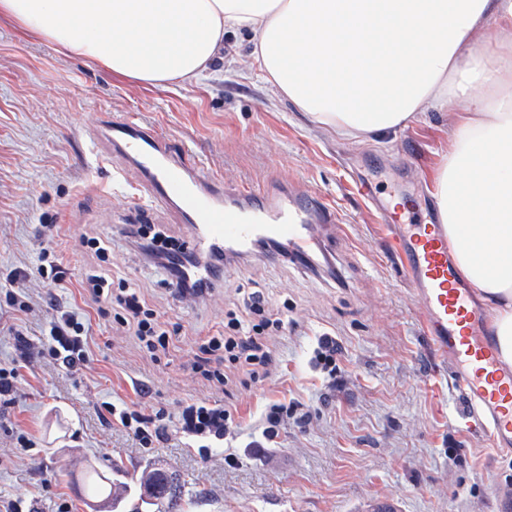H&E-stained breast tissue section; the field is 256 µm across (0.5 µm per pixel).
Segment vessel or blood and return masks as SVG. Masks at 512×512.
<instances>
[{
	"instance_id": "vessel-or-blood-1",
	"label": "vessel or blood",
	"mask_w": 512,
	"mask_h": 512,
	"mask_svg": "<svg viewBox=\"0 0 512 512\" xmlns=\"http://www.w3.org/2000/svg\"><path fill=\"white\" fill-rule=\"evenodd\" d=\"M97 140L108 157L136 167L152 202L174 207L192 227L189 249L204 255L231 243L249 247L259 239L280 241L295 260H307L322 237L338 232L335 207L314 191L268 198L227 188L174 151L166 136L134 120L103 119ZM403 260V273L425 315V333L450 365L451 388L473 427L494 447L512 452V371L504 369L486 338L487 313L470 289L461 287L440 225L399 222L389 215Z\"/></svg>"
}]
</instances>
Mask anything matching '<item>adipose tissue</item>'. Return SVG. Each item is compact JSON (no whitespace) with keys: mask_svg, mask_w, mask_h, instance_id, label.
Here are the masks:
<instances>
[{"mask_svg":"<svg viewBox=\"0 0 512 512\" xmlns=\"http://www.w3.org/2000/svg\"><path fill=\"white\" fill-rule=\"evenodd\" d=\"M133 81H193L247 32L281 98L326 132L375 140L458 112L434 198L461 276L512 367V0H0V20Z\"/></svg>","mask_w":512,"mask_h":512,"instance_id":"ef3b65f1","label":"adipose tissue"}]
</instances>
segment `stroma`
I'll list each match as a JSON object with an SVG mask.
<instances>
[{"label":"stroma","mask_w":512,"mask_h":512,"mask_svg":"<svg viewBox=\"0 0 512 512\" xmlns=\"http://www.w3.org/2000/svg\"><path fill=\"white\" fill-rule=\"evenodd\" d=\"M220 67L183 85L120 80L80 58L0 24V363L16 355L15 331L42 338L58 308L89 327V359L69 373L40 356L22 368L11 403L0 404V502L18 512H93L82 488L87 466L104 472L161 469L174 475L190 512H498L512 499V453L469 427L436 355L422 306L401 272V256L355 180L376 184L384 201L412 199L434 209L432 176L447 154L455 112L428 111L394 135L351 141L312 124L281 99L250 57L248 35L227 36ZM138 117L156 127L189 162L229 187L312 189L337 208L342 229L310 265L248 250L231 258L205 299L180 300L162 274L125 241L127 224H156L188 240L177 214L134 198L140 174L115 178L96 157L102 117ZM58 224L56 248L69 269L54 290L33 272L37 227ZM100 239L105 272L140 290L175 329L151 358L129 332L80 295L78 281L97 260L79 242ZM32 275L7 303L4 273ZM260 291L286 311L288 333L268 337L277 361L262 382L211 388L192 364L198 336L222 329L227 312ZM336 340V377L310 362L321 334ZM224 400L239 426L220 448L199 453L177 426L167 439L140 445L103 418L107 402H142L176 416L195 400ZM283 399L309 413L286 420L278 447L250 448L261 406ZM26 434L30 448L21 447ZM236 464H229L228 455Z\"/></svg>","instance_id":"1"}]
</instances>
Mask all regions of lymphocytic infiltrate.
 <instances>
[{"instance_id":"lymphocytic-infiltrate-1","label":"lymphocytic infiltrate","mask_w":512,"mask_h":512,"mask_svg":"<svg viewBox=\"0 0 512 512\" xmlns=\"http://www.w3.org/2000/svg\"><path fill=\"white\" fill-rule=\"evenodd\" d=\"M127 240L141 253L144 260L167 271L177 286L179 295L187 300L203 297L212 289V282L192 277L190 270L198 262H206L214 274L224 271V254L216 252L206 258L187 253L186 249L162 229L151 224H129L125 227ZM85 296L97 305L101 316H112L116 325L131 329L148 352L168 349L171 334L166 322L149 308L137 291L126 281L111 285L108 276L93 271L79 283ZM285 313H270L263 294L254 292L245 304L244 314L228 313L224 329L202 337L193 367L208 383L224 387L229 381L226 368L245 369L250 379L266 376L272 358L265 351L264 336L287 330ZM43 353L62 368L74 371L89 359L85 326L76 313L61 312L50 326ZM105 410L113 425L136 436L141 444L150 445L167 433L164 411L145 414L130 409L125 402H109ZM235 410L232 406L199 401L188 404L181 412L180 431L187 438L208 448L222 445L232 434Z\"/></svg>"}]
</instances>
